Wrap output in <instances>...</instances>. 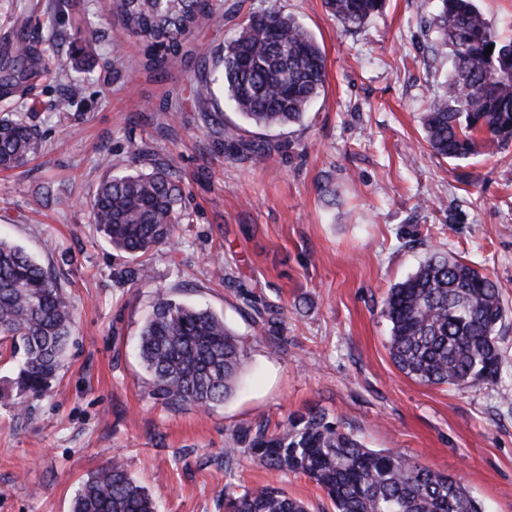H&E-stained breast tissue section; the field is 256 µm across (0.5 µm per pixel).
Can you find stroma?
<instances>
[{
    "label": "stroma",
    "mask_w": 512,
    "mask_h": 512,
    "mask_svg": "<svg viewBox=\"0 0 512 512\" xmlns=\"http://www.w3.org/2000/svg\"><path fill=\"white\" fill-rule=\"evenodd\" d=\"M0 0V46L55 39L58 62L0 114L28 112L42 150L0 171V238L57 274L76 327L63 368L24 419L0 396V512H71L79 483L112 456L158 512H224L225 490L276 486L310 512H332L302 474L239 456L233 435L322 411L374 449L395 448L452 475L485 512H512V144L466 159L429 149L421 122L444 93L452 58L429 20L436 0H385L362 29L344 30L324 0H216L186 44L184 65L144 69L104 0ZM293 15L326 61L323 93L303 123L258 131L222 82L198 104L190 89L249 15ZM95 32L85 63L74 49ZM72 97L69 109L55 103ZM262 137L268 157L237 155L213 123ZM175 167L185 218L148 275L117 280L124 259L96 232L91 200L110 157L135 170L131 144ZM51 193L53 203L36 199ZM497 281L506 307L495 381L427 386L393 364L383 300L433 252ZM222 315L241 340L243 385L210 411L152 395L137 351L157 294ZM263 310L272 329L258 335Z\"/></svg>",
    "instance_id": "stroma-1"
}]
</instances>
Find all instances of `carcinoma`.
Segmentation results:
<instances>
[{"label":"carcinoma","instance_id":"cac0c4a2","mask_svg":"<svg viewBox=\"0 0 512 512\" xmlns=\"http://www.w3.org/2000/svg\"><path fill=\"white\" fill-rule=\"evenodd\" d=\"M346 30L362 28L384 0H324ZM123 33L141 41L149 64L182 62L195 29L214 16V0H109ZM430 26L453 56L448 90L423 115L425 139L441 158L465 159L512 142V40H504L475 0H437ZM493 46L491 54L486 48ZM42 50L25 38L11 45L0 90L11 93L50 73ZM224 92L241 117L262 128L302 122L324 88V53L295 18L270 9L245 20L218 54ZM224 140L245 154L265 157L266 142L244 140L236 127ZM41 148L27 115L0 117V169L24 167ZM130 154L149 170L103 179L91 202L93 223L127 259L121 276L146 277L143 258L172 243L182 222V181L172 165L144 145ZM382 315L390 324L388 351L396 368L429 386H476L494 379L505 318L500 289L488 275L451 256H430L389 288ZM73 314L52 272L21 246L0 239V341L16 359L9 381L21 412L42 397L63 366ZM146 384L165 405L203 410L238 388L245 349L224 317L156 297L138 341ZM262 467L309 477L335 512H484L459 479L420 465L394 448L371 449L323 412L293 416L282 430L260 424L224 449V463L240 454ZM72 512H156L148 491L115 456L78 486ZM224 512H309L300 499L264 486L224 492Z\"/></svg>","mask_w":512,"mask_h":512}]
</instances>
